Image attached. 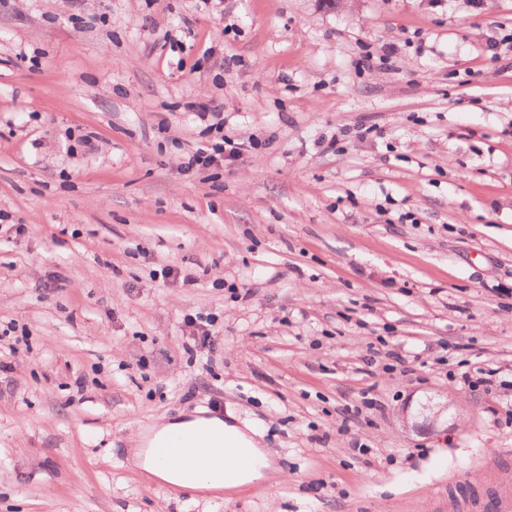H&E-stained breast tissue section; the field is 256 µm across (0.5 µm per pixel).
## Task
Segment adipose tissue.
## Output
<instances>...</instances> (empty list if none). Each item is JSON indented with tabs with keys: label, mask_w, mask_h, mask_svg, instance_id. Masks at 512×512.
I'll return each instance as SVG.
<instances>
[{
	"label": "adipose tissue",
	"mask_w": 512,
	"mask_h": 512,
	"mask_svg": "<svg viewBox=\"0 0 512 512\" xmlns=\"http://www.w3.org/2000/svg\"><path fill=\"white\" fill-rule=\"evenodd\" d=\"M207 429L224 434L237 445L248 448L253 456L252 466L240 474L224 479L206 469H198L192 484L201 498L211 499L224 493H233L239 488L264 479L272 470L268 453L260 446L258 434L251 427L237 424L235 419L194 414L176 421L163 422L153 427L146 435L142 447L132 452V466L153 482L169 487L181 484L183 470L195 468L193 460L166 456L160 453L157 443L162 439L187 438L197 431Z\"/></svg>",
	"instance_id": "ef3b65f1"
}]
</instances>
